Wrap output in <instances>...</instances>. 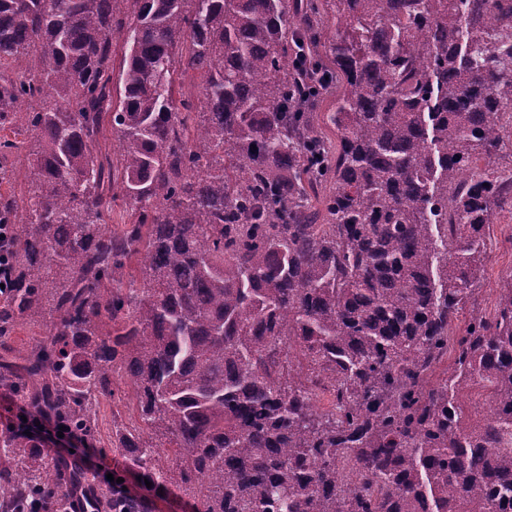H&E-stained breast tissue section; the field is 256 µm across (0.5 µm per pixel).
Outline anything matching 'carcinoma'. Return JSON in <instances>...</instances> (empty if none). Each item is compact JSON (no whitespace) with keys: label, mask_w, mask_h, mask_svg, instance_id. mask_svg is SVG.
<instances>
[{"label":"carcinoma","mask_w":512,"mask_h":512,"mask_svg":"<svg viewBox=\"0 0 512 512\" xmlns=\"http://www.w3.org/2000/svg\"><path fill=\"white\" fill-rule=\"evenodd\" d=\"M502 112L512 0H0V128L33 142L0 194V345L48 329L0 382L89 437L134 384L112 438L140 492L112 481L111 512L171 487L200 512H512V271L492 315L473 300L512 200ZM90 488L0 440V512ZM46 327L41 322H21L15 329L10 346L15 353H24L34 343L46 336Z\"/></svg>","instance_id":"obj_1"}]
</instances>
